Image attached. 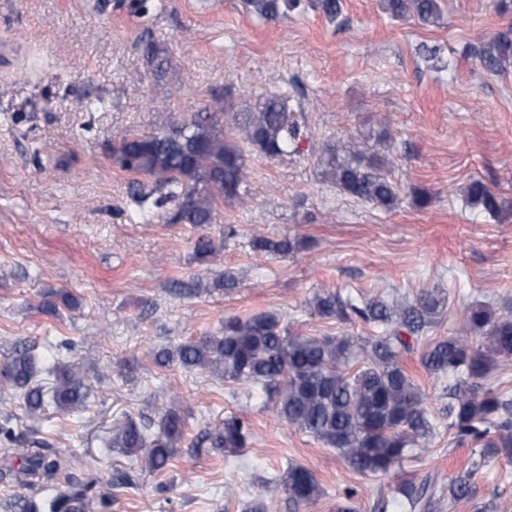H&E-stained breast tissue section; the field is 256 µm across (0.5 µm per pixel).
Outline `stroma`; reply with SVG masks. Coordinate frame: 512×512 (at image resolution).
<instances>
[{
	"mask_svg": "<svg viewBox=\"0 0 512 512\" xmlns=\"http://www.w3.org/2000/svg\"><path fill=\"white\" fill-rule=\"evenodd\" d=\"M443 12L439 25L425 26L391 17L381 0H344L334 21L305 2L267 20L244 0H147L142 12L133 0H0V352L19 339L72 342L94 395L87 410L56 416L45 439L92 458L93 475L112 484L110 512H245L257 498L268 512H297L264 484L289 460L323 490L312 512H336L348 487L355 512L398 499L396 475L352 473L336 449L264 410L262 394L245 397L240 384L176 364L157 367L150 351L267 311L297 335H371L367 325L315 315L323 291L447 289L436 337L453 335L472 302H488L497 317L512 310V211L492 217L464 197L478 179L512 201V74L488 72L474 53L512 13L492 0H443ZM147 33L171 57L160 83L141 57ZM167 86L177 96L165 97ZM224 87L228 112L286 92L307 136L285 157L247 153L239 196L219 204L206 228L223 252L201 262L190 225L127 207L134 176L112 148L203 111ZM100 98L105 108L87 109ZM327 143L381 156L396 208L340 194L319 163ZM418 192L430 196L427 206L415 205ZM228 224L234 236H225ZM256 234L300 246L256 252ZM196 280L205 290L172 289ZM47 300L55 313L43 312ZM105 365L112 385L102 389L96 372ZM168 405L185 426L166 470L105 447L116 427L157 418ZM241 413L252 425L246 447H207L206 432ZM473 455L441 422L430 451H415L405 470L415 484L444 486ZM160 483L166 493H157ZM472 487L450 512L488 503L512 512V459H492Z\"/></svg>",
	"mask_w": 512,
	"mask_h": 512,
	"instance_id": "35a3bbf8",
	"label": "stroma"
}]
</instances>
